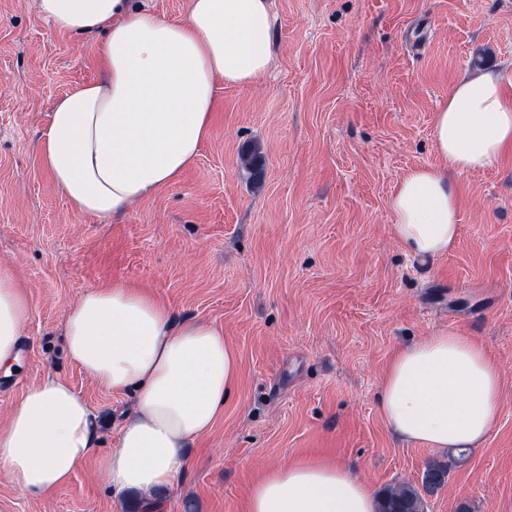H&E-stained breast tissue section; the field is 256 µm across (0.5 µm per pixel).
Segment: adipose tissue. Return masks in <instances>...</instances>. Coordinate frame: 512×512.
Wrapping results in <instances>:
<instances>
[{"label": "adipose tissue", "instance_id": "1", "mask_svg": "<svg viewBox=\"0 0 512 512\" xmlns=\"http://www.w3.org/2000/svg\"><path fill=\"white\" fill-rule=\"evenodd\" d=\"M59 30L103 33L101 80L55 104L38 142L42 165L80 213L104 218L178 181L208 137L215 83L261 81L272 64L269 0H188L169 20L140 0H39ZM438 167H418L390 198L394 231L423 262L448 253L459 232L452 174L512 151V84L486 72L462 80L435 117ZM29 317L12 267L0 265V366L17 364ZM69 360L105 389L132 394L135 412L99 468L114 494L138 491L149 512L157 492L187 467L185 450L206 436L238 379L222 328L173 324L164 304L115 279L88 288L65 315ZM502 374L471 337L441 329L397 348L382 377L380 412L408 444L472 448L497 423ZM98 415L66 381L46 375L0 429V471L24 494L46 498L68 483L98 441ZM363 481L330 459L268 470L246 512H376Z\"/></svg>", "mask_w": 512, "mask_h": 512}]
</instances>
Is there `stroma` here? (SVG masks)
I'll return each mask as SVG.
<instances>
[{"instance_id":"obj_1","label":"stroma","mask_w":512,"mask_h":512,"mask_svg":"<svg viewBox=\"0 0 512 512\" xmlns=\"http://www.w3.org/2000/svg\"><path fill=\"white\" fill-rule=\"evenodd\" d=\"M273 64L255 86H216L214 121L182 177L107 220L79 214L36 145L55 102L99 79L97 33H68L38 0H0V263L30 313L27 355L0 369V427L45 374L98 412L97 446L53 496L22 494L0 471V512H145L115 496L98 460L134 408L68 358L64 311L120 278L176 319L224 330L238 387L188 468L161 492L165 512H245L275 465L329 457L373 492L419 481L444 450L400 442L379 409L393 351L447 328L502 369L495 429L452 464L428 512H512V157L453 175L460 230L424 264L393 233L390 197L436 167L434 117L460 79H512V0H271ZM431 21L412 54L405 33ZM258 148L254 181L241 155Z\"/></svg>"}]
</instances>
